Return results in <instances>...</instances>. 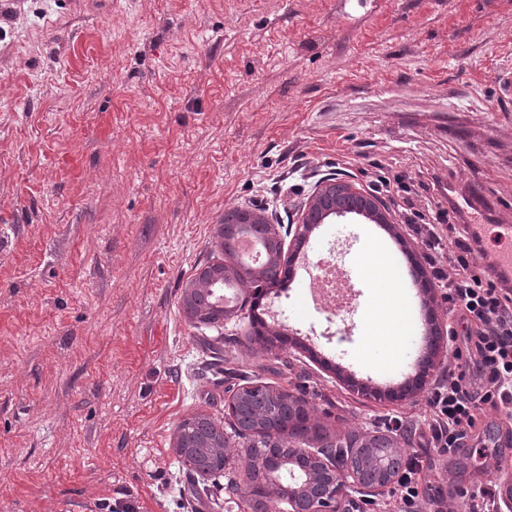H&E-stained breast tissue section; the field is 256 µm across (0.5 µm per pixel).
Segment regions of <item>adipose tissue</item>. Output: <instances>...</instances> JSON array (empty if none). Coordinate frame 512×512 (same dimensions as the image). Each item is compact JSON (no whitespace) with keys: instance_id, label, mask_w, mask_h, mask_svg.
Segmentation results:
<instances>
[{"instance_id":"adipose-tissue-1","label":"adipose tissue","mask_w":512,"mask_h":512,"mask_svg":"<svg viewBox=\"0 0 512 512\" xmlns=\"http://www.w3.org/2000/svg\"><path fill=\"white\" fill-rule=\"evenodd\" d=\"M366 267L372 268L375 276L382 281L378 303L371 308L366 325L370 330L368 339L374 348L396 352L402 349L408 339L407 304L401 289L396 288L394 271L380 264L378 256L363 259Z\"/></svg>"}]
</instances>
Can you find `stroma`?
Here are the masks:
<instances>
[{"mask_svg": "<svg viewBox=\"0 0 512 512\" xmlns=\"http://www.w3.org/2000/svg\"><path fill=\"white\" fill-rule=\"evenodd\" d=\"M512 0H0V512H246L241 438L187 506L173 439L203 414L221 428L228 387L212 352L248 379L302 396L331 442L402 418L419 457L415 512H468L512 472V416L485 409L460 447L426 437V395L351 389L415 375L417 351H374L351 309L307 306L281 283L263 298L289 338L268 354L251 308L224 328L181 300L225 211L287 223L322 177L385 189L397 210H447L434 179L480 189L512 224ZM336 248L374 243L398 271L426 261L408 227L325 224Z\"/></svg>", "mask_w": 512, "mask_h": 512, "instance_id": "obj_1", "label": "stroma"}]
</instances>
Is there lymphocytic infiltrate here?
Listing matches in <instances>:
<instances>
[{
  "label": "lymphocytic infiltrate",
  "instance_id": "obj_1",
  "mask_svg": "<svg viewBox=\"0 0 512 512\" xmlns=\"http://www.w3.org/2000/svg\"><path fill=\"white\" fill-rule=\"evenodd\" d=\"M410 229L433 251L428 258L433 275L467 325L469 356L481 380L476 388L465 374L452 373L427 398L430 443L445 453L474 429L483 407L512 414V289L500 287L478 266L466 229L451 233L440 224L416 223Z\"/></svg>",
  "mask_w": 512,
  "mask_h": 512
}]
</instances>
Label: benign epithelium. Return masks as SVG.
Instances as JSON below:
<instances>
[{
	"instance_id": "benign-epithelium-1",
	"label": "benign epithelium",
	"mask_w": 512,
	"mask_h": 512,
	"mask_svg": "<svg viewBox=\"0 0 512 512\" xmlns=\"http://www.w3.org/2000/svg\"><path fill=\"white\" fill-rule=\"evenodd\" d=\"M352 220L366 224H382L396 231L398 218L395 204L379 193L356 182L330 177L317 182L296 210V221L287 225L274 223L269 209L235 208L224 212V223L241 228H256L273 246L270 260L277 263L278 274L290 276L302 244L319 224ZM429 371L420 369L406 385L391 390V400L416 398L428 382ZM385 443L377 461L376 473L369 475L363 465L350 463L346 468L336 464V457L324 449L305 448L288 439V446L269 442L267 448H253L258 480L249 484L248 501L262 502L256 512H350L352 494H378L392 481L403 465L402 451L386 435H368L363 447Z\"/></svg>"
}]
</instances>
